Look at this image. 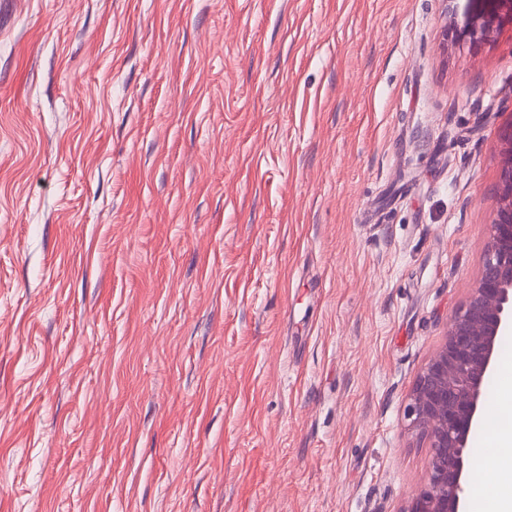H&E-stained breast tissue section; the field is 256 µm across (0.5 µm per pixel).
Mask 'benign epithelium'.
<instances>
[{
    "label": "benign epithelium",
    "instance_id": "benign-epithelium-1",
    "mask_svg": "<svg viewBox=\"0 0 512 512\" xmlns=\"http://www.w3.org/2000/svg\"><path fill=\"white\" fill-rule=\"evenodd\" d=\"M496 19L471 21L463 35L488 40ZM512 329V138L503 148L496 218L485 245L483 271L468 302L448 323L445 344L420 373L410 395L412 425L432 448L427 483L404 512H465L467 453L480 423L483 385L492 370L497 338Z\"/></svg>",
    "mask_w": 512,
    "mask_h": 512
}]
</instances>
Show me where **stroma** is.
<instances>
[{
  "label": "stroma",
  "mask_w": 512,
  "mask_h": 512,
  "mask_svg": "<svg viewBox=\"0 0 512 512\" xmlns=\"http://www.w3.org/2000/svg\"><path fill=\"white\" fill-rule=\"evenodd\" d=\"M511 135L512 0H0V512H404ZM495 23L496 19L493 15L476 19L465 27L462 34L473 42L489 40L494 33Z\"/></svg>",
  "instance_id": "1"
}]
</instances>
